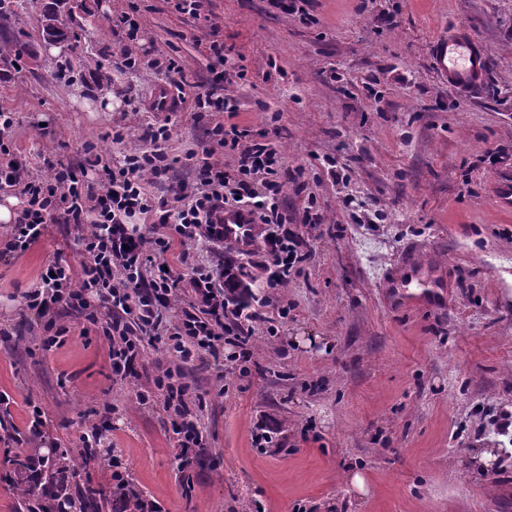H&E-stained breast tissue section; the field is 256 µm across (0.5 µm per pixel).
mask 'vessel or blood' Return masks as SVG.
<instances>
[{
  "instance_id": "1",
  "label": "vessel or blood",
  "mask_w": 512,
  "mask_h": 512,
  "mask_svg": "<svg viewBox=\"0 0 512 512\" xmlns=\"http://www.w3.org/2000/svg\"><path fill=\"white\" fill-rule=\"evenodd\" d=\"M432 53L449 88L467 93L482 85L487 53L481 41L467 27H459L448 36L437 39ZM224 231L229 239L245 243L250 235L248 215L243 212L225 214Z\"/></svg>"
}]
</instances>
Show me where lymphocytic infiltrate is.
Returning <instances> with one entry per match:
<instances>
[{
	"label": "lymphocytic infiltrate",
	"instance_id": "obj_1",
	"mask_svg": "<svg viewBox=\"0 0 512 512\" xmlns=\"http://www.w3.org/2000/svg\"><path fill=\"white\" fill-rule=\"evenodd\" d=\"M113 25L121 36L112 56L113 69L133 75L148 62L176 90L189 85L179 58L168 54L149 58L138 37L140 25L134 13H122ZM194 105L197 111L210 114L211 126L200 149L185 155L198 171L191 182L169 177L174 160L165 147L168 128L164 125L148 126L146 149L124 154L117 167L88 153L83 166L97 171L93 185L60 161L50 163V177L33 174L17 161L14 142L0 138V186L19 187L23 200L14 224L0 236V257L28 251L45 237L53 221L92 228L77 241L80 264L55 255L23 295L25 307L44 320V345L57 342L53 330L61 306L78 310L107 340L113 377L134 376L147 345L163 342L166 358L156 361L153 386L140 392L139 399L145 402L162 396L176 437L177 458L184 468L206 446L194 411L196 400L184 380L185 366L207 355L219 357L227 343L247 351L251 336L227 316V293L238 286L236 275L225 272L220 263H197L187 251L173 265L166 262V253L177 241L223 242L225 211L244 210L259 228L258 243L271 261L268 287H281L291 269L309 257L306 241L288 229V217L279 204L288 170L277 142L268 132L224 122V115L233 117L238 111L234 94L199 95ZM142 215L154 219L145 231L130 223ZM186 290L190 299L173 308V301ZM29 433L41 449L27 457L22 491L38 499H58L60 486L41 480L45 465L41 451L56 445L41 415H34ZM101 438L99 423H88L76 449L82 458H97L109 471L112 512H161L153 499L140 497L128 487L115 455H94Z\"/></svg>",
	"mask_w": 512,
	"mask_h": 512
}]
</instances>
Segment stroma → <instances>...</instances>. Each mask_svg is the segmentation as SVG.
Here are the masks:
<instances>
[{
	"mask_svg": "<svg viewBox=\"0 0 512 512\" xmlns=\"http://www.w3.org/2000/svg\"><path fill=\"white\" fill-rule=\"evenodd\" d=\"M133 4L144 44L180 56L193 82L166 143L174 176L192 179L181 159L209 126L192 100L212 82L214 38L247 70L237 123L263 131L278 116L285 166L305 169L283 202L311 256L284 287L256 289L250 359L186 368L206 434L187 491L169 417L137 399L159 347L146 348L139 378L119 381L106 339L78 312L63 311L66 332L47 349L23 309L56 252L80 259L77 230L52 225L0 259V451L18 434L31 448L36 405L82 488L111 486L72 452L98 419L125 478L164 512H512V438L489 427L512 415V215L495 203L512 176V0H313L307 23L270 0H209L206 22L176 0H10L0 108L14 114L7 136L31 171L49 176V158L80 166L89 146L119 157L161 120L148 106L162 75L144 70L134 99L112 69V20ZM50 5L70 17L54 44L42 36ZM460 25L488 50L475 93L449 89L431 57L433 40ZM117 126L129 129L119 144ZM310 201L314 226L302 221ZM391 271L425 289L418 306L398 308ZM481 448L498 455L484 470Z\"/></svg>",
	"mask_w": 512,
	"mask_h": 512,
	"instance_id": "1",
	"label": "stroma"
}]
</instances>
